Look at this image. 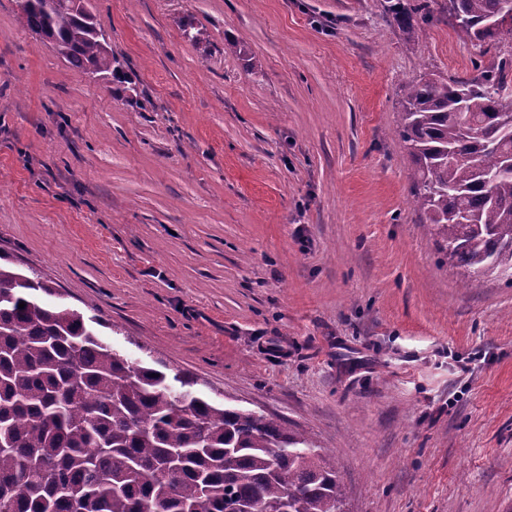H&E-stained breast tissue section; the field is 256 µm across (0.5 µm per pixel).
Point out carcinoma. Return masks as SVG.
Returning a JSON list of instances; mask_svg holds the SVG:
<instances>
[{"instance_id": "carcinoma-1", "label": "carcinoma", "mask_w": 512, "mask_h": 512, "mask_svg": "<svg viewBox=\"0 0 512 512\" xmlns=\"http://www.w3.org/2000/svg\"><path fill=\"white\" fill-rule=\"evenodd\" d=\"M15 4L71 67L122 74L86 0ZM388 10L412 36L428 21L424 0H388ZM448 15L479 60L473 76L426 72L402 88L412 196L443 262L512 281V54L483 60L512 39V0H448ZM41 294L54 291L36 272L0 262V512L346 508L342 478L305 436L129 360L100 337L96 317Z\"/></svg>"}]
</instances>
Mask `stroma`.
Listing matches in <instances>:
<instances>
[{"label":"stroma","instance_id":"obj_1","mask_svg":"<svg viewBox=\"0 0 512 512\" xmlns=\"http://www.w3.org/2000/svg\"><path fill=\"white\" fill-rule=\"evenodd\" d=\"M427 5L412 38L386 0H92L117 83L0 0V254L324 449L351 512H512V282L441 262L397 134L477 57Z\"/></svg>","mask_w":512,"mask_h":512}]
</instances>
